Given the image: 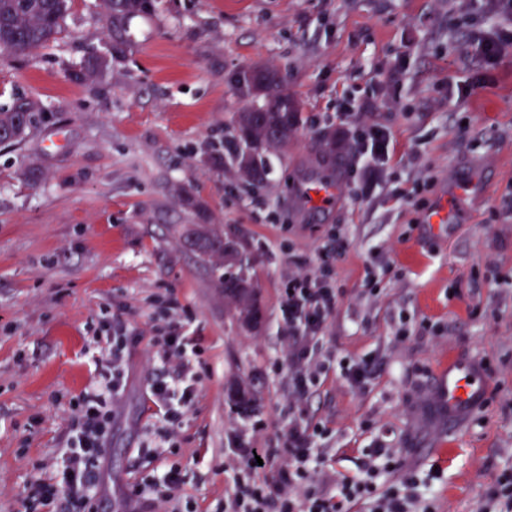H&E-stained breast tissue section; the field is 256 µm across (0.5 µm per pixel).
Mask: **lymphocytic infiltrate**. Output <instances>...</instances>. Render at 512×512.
<instances>
[{
	"mask_svg": "<svg viewBox=\"0 0 512 512\" xmlns=\"http://www.w3.org/2000/svg\"><path fill=\"white\" fill-rule=\"evenodd\" d=\"M498 21L477 39L475 52L483 62L495 64L512 56V0H476ZM354 114L359 137L352 152L370 157L375 166H386L390 137L370 122L366 113ZM338 295L331 266L321 263L315 271L289 275L280 292V330L283 361L288 370L287 421L280 427L282 447L233 449L229 468L232 482L224 494V512H432L415 494L416 477L405 471L396 449L374 441L366 449L361 474L333 480L323 466L328 429L305 420L297 411L316 391L329 372L335 371L356 392H365L377 371L373 358L336 359L323 339L336 314ZM132 343L126 323L113 319L112 334L101 349L104 375L86 391L73 417L74 434L61 448L59 477L42 481L35 494L49 512H86L98 496L102 451L108 441L123 386V362ZM155 358L161 372L150 387L152 402L162 408L168 425H176L191 399L195 379L192 353L186 336L174 321L162 326L155 339ZM150 470L127 484L124 505L140 512H169L175 492L183 482L179 465L166 463L162 451L141 449Z\"/></svg>",
	"mask_w": 512,
	"mask_h": 512,
	"instance_id": "f902f5d3",
	"label": "lymphocytic infiltrate"
}]
</instances>
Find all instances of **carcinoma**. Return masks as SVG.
Instances as JSON below:
<instances>
[{
    "label": "carcinoma",
    "mask_w": 512,
    "mask_h": 512,
    "mask_svg": "<svg viewBox=\"0 0 512 512\" xmlns=\"http://www.w3.org/2000/svg\"><path fill=\"white\" fill-rule=\"evenodd\" d=\"M74 0H0V53L24 56L54 42ZM107 37L112 51L101 54L96 49L86 52L83 75L90 78L112 65L127 48V22L134 15H147L156 7V0H102ZM245 84L256 98L253 107L236 114L235 136L224 146V158L239 164L244 153L250 154L249 166L243 174L253 185L262 184L268 169L263 154L284 144L297 131L301 112L297 102L281 89L278 73L265 67L254 69L244 77ZM39 104L26 96H18L12 105L0 109V144L22 141L31 131ZM181 239L191 248L198 261L208 267L219 287L230 299V313L244 327L258 318L252 289L246 286L250 279L236 267L237 256L224 252L223 228L218 224H193L190 231L178 229Z\"/></svg>",
    "instance_id": "carcinoma-1"
}]
</instances>
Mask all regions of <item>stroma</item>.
Instances as JSON below:
<instances>
[{
  "mask_svg": "<svg viewBox=\"0 0 512 512\" xmlns=\"http://www.w3.org/2000/svg\"><path fill=\"white\" fill-rule=\"evenodd\" d=\"M467 16L464 0H158L154 15L130 21L124 56L82 80L88 48H106L105 21L100 0H75L56 43L0 59V107L27 95L47 109L25 140L0 146V512H39L31 487L56 473L78 400L100 378L95 339L116 315L134 342L101 501L121 499L144 474L136 449L159 445L165 426L149 385L154 326L169 300L198 350L197 393L164 455L183 469L177 501L216 512L235 438L281 445L279 293L290 273L317 267L334 228L345 247L324 344L381 366L365 393L332 375L303 406L332 431L328 468L356 475L380 438L415 469L416 493L435 512H479L512 468V57L484 67L467 55L458 28ZM472 19L474 29L486 24ZM399 60L400 87L384 89ZM255 66L278 71L302 113L288 149L266 152L258 187L212 155L253 102L237 80ZM451 81L476 88L455 104L443 94ZM346 97L374 100L372 121L392 138L385 178L363 194L352 155L337 151L340 174L310 163L328 148L327 131H354L338 112ZM309 177L338 180L328 212L303 213L295 186ZM428 177L422 197L447 195L455 211L440 239L421 228L413 191ZM186 194L209 223L246 241L261 308L254 328L232 319L175 234L199 221ZM403 315L441 332L399 342ZM456 353L483 364L490 391L450 428L433 387Z\"/></svg>",
  "mask_w": 512,
  "mask_h": 512,
  "instance_id": "35a3bbf8",
  "label": "stroma"
}]
</instances>
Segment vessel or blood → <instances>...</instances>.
<instances>
[{
  "label": "vessel or blood",
  "mask_w": 512,
  "mask_h": 512,
  "mask_svg": "<svg viewBox=\"0 0 512 512\" xmlns=\"http://www.w3.org/2000/svg\"><path fill=\"white\" fill-rule=\"evenodd\" d=\"M299 195L306 210L322 211L335 202V186L326 179L304 182ZM488 381L481 367L474 361L448 356L438 371L434 396L447 412L449 420L458 421L476 409L484 400Z\"/></svg>",
  "instance_id": "vessel-or-blood-1"
}]
</instances>
